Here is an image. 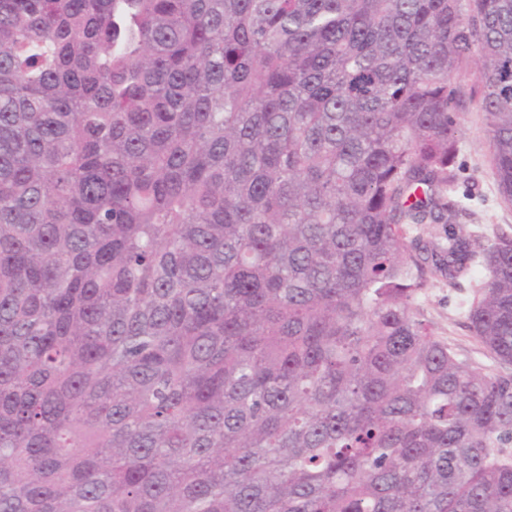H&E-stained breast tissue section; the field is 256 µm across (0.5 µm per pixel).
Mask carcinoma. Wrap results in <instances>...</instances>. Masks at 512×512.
Listing matches in <instances>:
<instances>
[{
	"instance_id": "cac0c4a2",
	"label": "carcinoma",
	"mask_w": 512,
	"mask_h": 512,
	"mask_svg": "<svg viewBox=\"0 0 512 512\" xmlns=\"http://www.w3.org/2000/svg\"><path fill=\"white\" fill-rule=\"evenodd\" d=\"M470 64L512 206V0H0V512H512ZM456 159L458 181L453 196L459 202L458 221L467 224L478 246L496 236L512 235V206L501 202L488 154V135L482 112L467 103L462 109ZM482 279L483 274L478 271L474 277L450 287L442 277H429L426 288L416 296L415 305L436 336L447 341L462 358L489 370L496 368L495 360L467 327V311Z\"/></svg>"
}]
</instances>
